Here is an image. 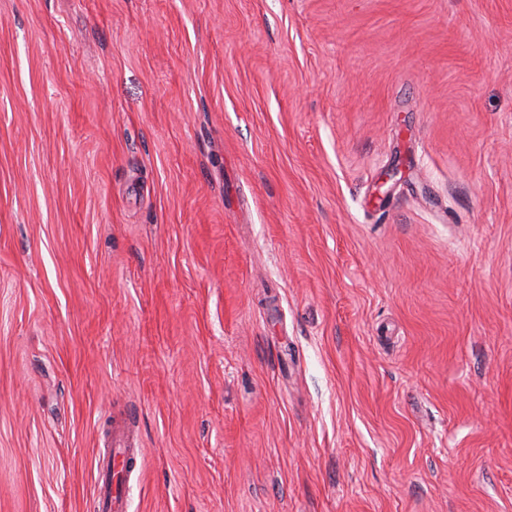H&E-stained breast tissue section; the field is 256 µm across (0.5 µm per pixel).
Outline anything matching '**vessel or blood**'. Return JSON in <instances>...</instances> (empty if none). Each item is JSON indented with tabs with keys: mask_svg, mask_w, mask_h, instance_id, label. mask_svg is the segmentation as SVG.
Masks as SVG:
<instances>
[{
	"mask_svg": "<svg viewBox=\"0 0 512 512\" xmlns=\"http://www.w3.org/2000/svg\"><path fill=\"white\" fill-rule=\"evenodd\" d=\"M139 468L125 425L111 427L104 451L94 461L96 512H128L129 478Z\"/></svg>",
	"mask_w": 512,
	"mask_h": 512,
	"instance_id": "1",
	"label": "vessel or blood"
}]
</instances>
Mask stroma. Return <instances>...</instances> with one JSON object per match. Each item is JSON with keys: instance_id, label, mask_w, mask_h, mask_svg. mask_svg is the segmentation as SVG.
Returning <instances> with one entry per match:
<instances>
[{"instance_id": "obj_1", "label": "stroma", "mask_w": 512, "mask_h": 512, "mask_svg": "<svg viewBox=\"0 0 512 512\" xmlns=\"http://www.w3.org/2000/svg\"><path fill=\"white\" fill-rule=\"evenodd\" d=\"M512 512V0H0V512ZM104 451L94 461L96 512H128L129 478L140 455L131 448L125 425L111 426Z\"/></svg>"}]
</instances>
